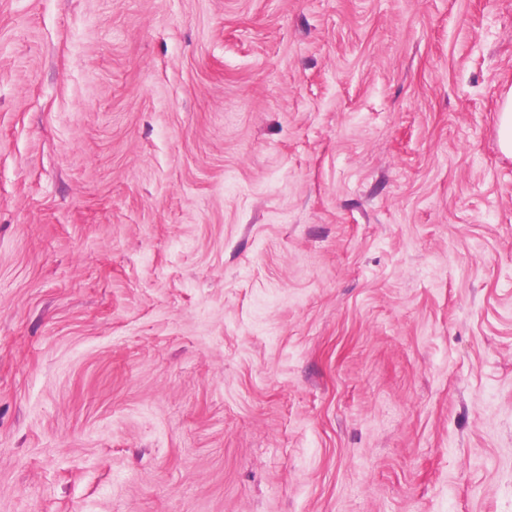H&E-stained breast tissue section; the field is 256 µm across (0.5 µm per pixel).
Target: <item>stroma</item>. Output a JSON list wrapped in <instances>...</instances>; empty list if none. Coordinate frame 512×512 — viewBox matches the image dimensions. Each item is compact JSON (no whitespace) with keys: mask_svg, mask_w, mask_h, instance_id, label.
<instances>
[{"mask_svg":"<svg viewBox=\"0 0 512 512\" xmlns=\"http://www.w3.org/2000/svg\"><path fill=\"white\" fill-rule=\"evenodd\" d=\"M512 0H0V512H512ZM501 111L498 113V139L501 151L512 155V90L506 93Z\"/></svg>","mask_w":512,"mask_h":512,"instance_id":"obj_1","label":"stroma"}]
</instances>
